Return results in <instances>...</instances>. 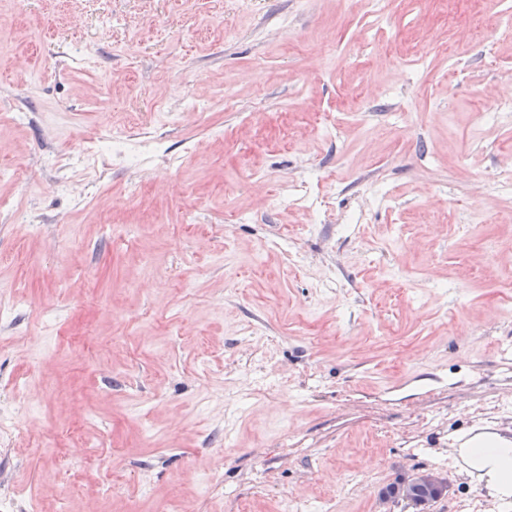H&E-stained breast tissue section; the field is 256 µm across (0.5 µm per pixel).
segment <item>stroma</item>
Wrapping results in <instances>:
<instances>
[{
  "label": "stroma",
  "mask_w": 512,
  "mask_h": 512,
  "mask_svg": "<svg viewBox=\"0 0 512 512\" xmlns=\"http://www.w3.org/2000/svg\"><path fill=\"white\" fill-rule=\"evenodd\" d=\"M375 2L0 0V166L18 169L0 197L25 214L0 213L17 512H378L423 470L449 482L431 512H491L452 439L512 437L508 413L476 414L512 402V191L493 180L512 113L487 105L512 88V0ZM134 114L163 154L89 165L85 138Z\"/></svg>",
  "instance_id": "35a3bbf8"
}]
</instances>
